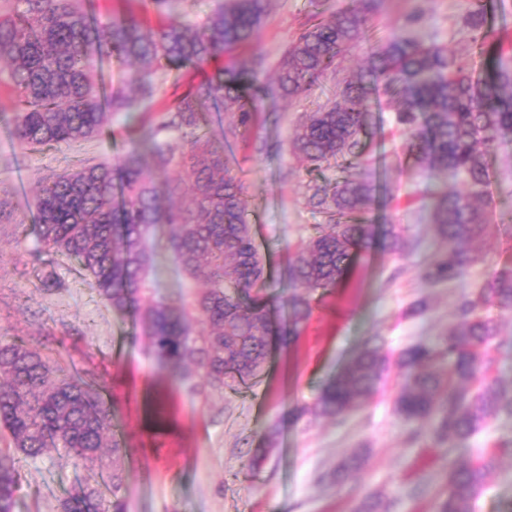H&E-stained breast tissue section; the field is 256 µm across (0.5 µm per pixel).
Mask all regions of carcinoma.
I'll use <instances>...</instances> for the list:
<instances>
[{
  "instance_id": "cac0c4a2",
  "label": "carcinoma",
  "mask_w": 512,
  "mask_h": 512,
  "mask_svg": "<svg viewBox=\"0 0 512 512\" xmlns=\"http://www.w3.org/2000/svg\"><path fill=\"white\" fill-rule=\"evenodd\" d=\"M272 0H224L205 23L192 28L177 20L153 35L144 32L133 0L106 21L88 0H0V84L14 96L13 134L23 144L79 143L101 133L110 113L134 118L153 103L158 81L176 70H197L224 52L249 45L269 15ZM377 0H346L330 18L304 28L283 54L271 98L290 100L310 92L350 49L368 40ZM472 47L487 58L473 76L469 57L435 43L395 35L371 48L363 68L330 101L308 113L296 128L294 154L319 168L339 158L345 175L311 187L309 200L327 217L293 253L288 269L296 291L288 297V320L273 332L275 307L267 292L263 258L245 218L242 186L229 175L224 142L210 137L209 114L228 117L227 131L245 136L256 106L246 99L263 66L224 70L190 86L156 121H140L137 136L119 164H86L45 177L36 195L39 236L49 251L76 261L94 278L98 294L119 312L138 316L145 336L170 374L201 373L222 390L256 380L269 357L273 335L284 345L298 338L311 315V292L336 287L353 251L368 243V224L345 218L371 210L376 185L356 171L360 135L367 129V102L383 89L408 134V148L431 178H445L431 195L429 220L445 244L423 278L436 284L465 275L471 243L493 225L475 200L486 195V155L512 141V67L496 55L485 28V0H470ZM132 63L128 79L102 94L94 62ZM177 136L186 144L178 151ZM178 168V177L161 180ZM183 207L163 203L182 189ZM166 225V248L181 269L204 284L188 305L157 300L141 306L154 267L149 230ZM412 245L400 224H386L383 246L393 254ZM487 306L512 311V269L496 272L457 305L459 323L430 342L412 344L396 359L394 409L408 424L428 426V439L452 446L471 439L487 422L512 417V385L491 375L489 356L495 324ZM200 324L197 330L194 325ZM368 339L360 352L318 395L313 413L342 417L361 408L388 368V358ZM0 427L11 445L0 450V512H14L21 486V458L64 448L74 465H102L112 455V500L99 486L77 483L61 501V512H126L124 476L118 467L123 440L112 424V404L81 372L52 364L31 344L0 345ZM512 455L503 439L473 462L448 463L445 496L435 512H475L497 458ZM365 464L354 451L336 467L345 480ZM390 502L363 498L357 512H389Z\"/></svg>"
}]
</instances>
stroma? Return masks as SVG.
I'll use <instances>...</instances> for the list:
<instances>
[{
	"mask_svg": "<svg viewBox=\"0 0 512 512\" xmlns=\"http://www.w3.org/2000/svg\"><path fill=\"white\" fill-rule=\"evenodd\" d=\"M222 0H171L168 9L145 0L137 10L146 30H157L168 16L202 25ZM314 9L309 0H274L258 39L224 57L243 63L265 59L258 85L274 78L287 46ZM466 0H380L376 37L386 41L412 33L456 53L471 50ZM366 46L347 53L339 67L322 77L305 97L286 102L257 98L258 124L249 138H230L224 160L241 178L246 219L266 258L271 293L280 317L288 315L289 260L295 248L324 223L308 201L314 182L336 180L340 167L310 169L289 150L306 112L331 97L363 64ZM12 95L0 88V340L23 339L66 368L83 371L108 393L125 452L127 512H354L365 496L392 500L390 512H434L445 491L448 461L466 463L500 438L512 437V417H499L468 442L447 449L409 443L410 426L394 412L397 371L389 369L376 395L356 412L337 419L311 416L322 386L373 336L396 358L403 348L434 340L453 327L457 300L512 268V142L487 157L490 233L473 245L475 260L465 276L432 285L421 273L444 249L424 207L429 179L407 151V136L394 123L385 95L369 103V133L359 149L360 171L380 192L371 212L372 231L401 224L414 246L399 254L378 241L356 249L342 279L312 294V314L296 342L272 352L262 378L251 387L218 391L199 374L173 381L162 367L135 316L112 309L94 290L76 262L45 250L39 240L34 202L40 179L85 164H118L128 149L129 126L113 113L110 130L81 144L32 149L14 137L9 123ZM267 141L257 152L255 141ZM167 227L153 233L157 278L142 303L190 298L199 283L177 268L165 249ZM427 299L425 315H409L410 305ZM485 314L497 329L492 372L512 383V312ZM308 414L296 420L294 408ZM274 449L259 471L248 468L249 452L268 432ZM366 455L363 469L345 483L328 474L351 451ZM22 483L15 512H60L65 493L87 473L62 449L21 462ZM477 512H512V455L499 465L478 501Z\"/></svg>",
	"mask_w": 512,
	"mask_h": 512,
	"instance_id": "1",
	"label": "stroma"
}]
</instances>
